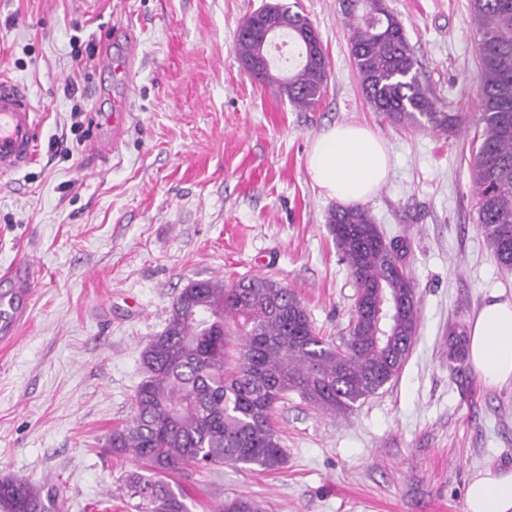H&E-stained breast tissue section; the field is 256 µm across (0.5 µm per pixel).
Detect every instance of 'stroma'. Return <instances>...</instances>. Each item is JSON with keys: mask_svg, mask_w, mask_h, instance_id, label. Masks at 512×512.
<instances>
[{"mask_svg": "<svg viewBox=\"0 0 512 512\" xmlns=\"http://www.w3.org/2000/svg\"><path fill=\"white\" fill-rule=\"evenodd\" d=\"M265 0H0V74L28 84L40 114L31 163L0 175V272L35 266L25 318L0 340V478L55 493L64 512H136L137 464L106 439L133 416L141 353L192 280L263 276L292 290L325 339L348 335L356 288L306 157L333 124L385 143L388 179L365 206L404 242L420 325L399 373L345 413L288 394L274 414L285 459L274 471L224 465L171 481L190 512L225 498L262 512H465L471 477L512 469V385L485 386L448 358V328L470 326L492 293L512 298L477 229L474 130L444 137L394 124L366 102L339 0H285L318 30L327 89L299 112L252 78L235 49ZM457 112L477 103L478 35L468 0H386ZM135 36L129 83L98 92L96 57L116 29ZM127 104L112 133L113 100ZM82 127L72 131L71 112ZM116 137L109 157L97 137Z\"/></svg>", "mask_w": 512, "mask_h": 512, "instance_id": "obj_1", "label": "stroma"}]
</instances>
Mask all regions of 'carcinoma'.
Here are the masks:
<instances>
[{
    "instance_id": "carcinoma-1",
    "label": "carcinoma",
    "mask_w": 512,
    "mask_h": 512,
    "mask_svg": "<svg viewBox=\"0 0 512 512\" xmlns=\"http://www.w3.org/2000/svg\"><path fill=\"white\" fill-rule=\"evenodd\" d=\"M350 53L368 104L392 123L427 124L452 136L474 127L471 169L477 227L500 267L512 270V0H469L479 35L477 111L447 110L420 78L421 64L401 20L385 0H341ZM266 11L288 16V78L264 69L291 107L307 110L329 78L327 54L309 18L278 2ZM263 31L239 27L244 64L264 50ZM330 232L357 291L355 310L389 305L383 327L359 315L338 346L314 329L298 297L273 280H191L171 305L164 330L142 352L146 377L132 419L112 429L108 450L131 456L141 470L125 488L136 512H189L186 494L168 474L224 463L275 470L284 450L273 416L290 392L327 412H345L395 377L417 337L416 283L402 262L403 246L386 240L361 205L328 216ZM467 352L465 330L448 332V358ZM56 496L16 477L0 479V512H61ZM217 512H261L247 497L224 499Z\"/></svg>"
}]
</instances>
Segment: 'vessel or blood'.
Masks as SVG:
<instances>
[{"label":"vessel or blood","mask_w":512,"mask_h":512,"mask_svg":"<svg viewBox=\"0 0 512 512\" xmlns=\"http://www.w3.org/2000/svg\"><path fill=\"white\" fill-rule=\"evenodd\" d=\"M100 71L113 74L116 81L127 82L131 76L130 54L120 56L102 52ZM40 137V121L28 86L17 79L0 77V174L22 169L32 158ZM13 292L0 296V336L10 337L24 317L18 300L28 294L32 272L25 262L15 263L7 274Z\"/></svg>","instance_id":"1"}]
</instances>
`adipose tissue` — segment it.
I'll list each match as a JSON object with an SVG mask.
<instances>
[{
  "label": "adipose tissue",
  "mask_w": 512,
  "mask_h": 512,
  "mask_svg": "<svg viewBox=\"0 0 512 512\" xmlns=\"http://www.w3.org/2000/svg\"><path fill=\"white\" fill-rule=\"evenodd\" d=\"M307 171L325 196L353 205L386 182L389 157L368 128L335 124L314 139ZM470 358L484 385L512 383V299L495 297L482 305L471 325ZM465 512H512V471L487 467L474 474Z\"/></svg>",
  "instance_id": "1"
}]
</instances>
